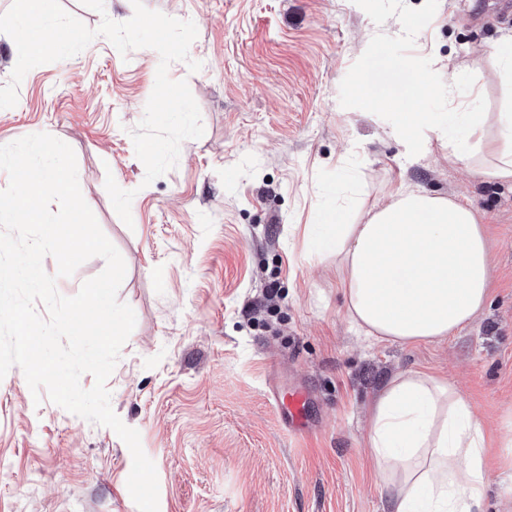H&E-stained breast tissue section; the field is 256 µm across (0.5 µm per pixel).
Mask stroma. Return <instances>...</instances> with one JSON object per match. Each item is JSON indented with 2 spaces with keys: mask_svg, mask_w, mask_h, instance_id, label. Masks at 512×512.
I'll return each mask as SVG.
<instances>
[{
  "mask_svg": "<svg viewBox=\"0 0 512 512\" xmlns=\"http://www.w3.org/2000/svg\"><path fill=\"white\" fill-rule=\"evenodd\" d=\"M193 21L199 71L187 81L204 134L145 183L130 136L159 54L121 56L105 37L31 69L0 109V145L46 132L75 152L82 195L121 253L118 290L136 326L107 380L111 406L139 431L159 512H389L367 448L369 409L394 374L453 380L490 440L485 512H512V183L411 159L386 110L364 109L358 78L382 94L413 58L435 119L500 109L490 53L512 33L502 0H143ZM418 19L415 31L403 29ZM134 191L132 225L106 177ZM464 195L491 243L490 300L454 336L416 344L357 334L335 256L310 254L311 225L348 207L350 223L402 185ZM310 396L309 434H290L269 383ZM132 456L110 428L34 400L20 368L0 380V512H138Z\"/></svg>",
  "mask_w": 512,
  "mask_h": 512,
  "instance_id": "stroma-1",
  "label": "stroma"
}]
</instances>
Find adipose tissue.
I'll list each match as a JSON object with an SVG mask.
<instances>
[{
	"instance_id": "adipose-tissue-1",
	"label": "adipose tissue",
	"mask_w": 512,
	"mask_h": 512,
	"mask_svg": "<svg viewBox=\"0 0 512 512\" xmlns=\"http://www.w3.org/2000/svg\"><path fill=\"white\" fill-rule=\"evenodd\" d=\"M433 90L426 75L414 72L395 97L362 82L354 93L363 106L389 111L414 154L464 126L467 137L453 145L449 163L471 159L481 172L512 181V106L452 112L447 125L438 126L421 110ZM309 246L335 255L352 325L381 341L414 344L454 335L490 295L484 227L469 204L453 197L407 186L356 224L336 210L315 225ZM368 448L390 491L391 512H482L484 429L448 379L421 371L392 376L370 409Z\"/></svg>"
}]
</instances>
